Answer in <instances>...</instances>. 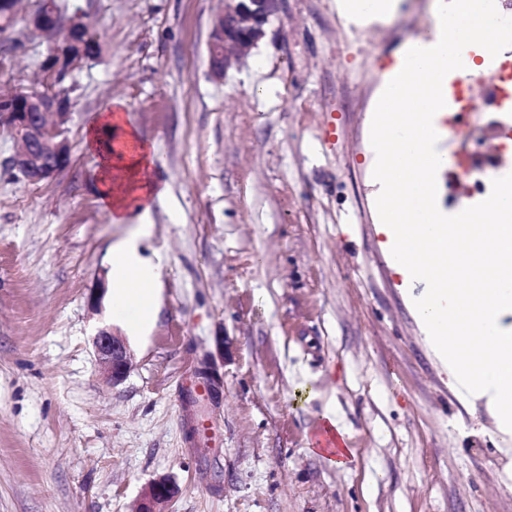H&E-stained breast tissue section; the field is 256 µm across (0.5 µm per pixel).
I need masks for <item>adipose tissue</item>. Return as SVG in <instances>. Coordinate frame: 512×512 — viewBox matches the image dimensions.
I'll return each mask as SVG.
<instances>
[{"label":"adipose tissue","instance_id":"adipose-tissue-1","mask_svg":"<svg viewBox=\"0 0 512 512\" xmlns=\"http://www.w3.org/2000/svg\"><path fill=\"white\" fill-rule=\"evenodd\" d=\"M340 14L355 25L390 19L399 0H336ZM86 143L98 161V201L112 223H129L130 209H138V226L112 247V297L116 306L138 307L136 331H144L154 318L155 288L163 276V263L142 254L150 234L154 202L168 194L167 184L150 180L157 156L128 124L122 101H113L86 131Z\"/></svg>","mask_w":512,"mask_h":512}]
</instances>
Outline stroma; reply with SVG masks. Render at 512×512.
<instances>
[{"label": "stroma", "instance_id": "obj_1", "mask_svg": "<svg viewBox=\"0 0 512 512\" xmlns=\"http://www.w3.org/2000/svg\"><path fill=\"white\" fill-rule=\"evenodd\" d=\"M36 4L0 35V91L46 88ZM223 9L64 0L100 46L66 82L68 166L28 181L0 129V512H135L161 475L179 488L168 512H512V443L428 351L371 198L368 110L428 11L358 29L336 0H282L217 80ZM115 100L169 185L143 243L164 263L158 316L120 328L132 360L117 385L92 346L112 299L95 312L88 297L133 227L99 205L85 143ZM205 364L217 392L187 404ZM328 408L351 434L343 470L309 449Z\"/></svg>", "mask_w": 512, "mask_h": 512}]
</instances>
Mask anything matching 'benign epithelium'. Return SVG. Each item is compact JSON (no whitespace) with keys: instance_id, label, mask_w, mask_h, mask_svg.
Instances as JSON below:
<instances>
[{"instance_id":"obj_1","label":"benign epithelium","mask_w":512,"mask_h":512,"mask_svg":"<svg viewBox=\"0 0 512 512\" xmlns=\"http://www.w3.org/2000/svg\"><path fill=\"white\" fill-rule=\"evenodd\" d=\"M279 3L280 0H224V11L214 18L209 34V66L213 76L224 77L234 63L250 54L266 36ZM30 24L51 40L50 53L41 67L43 80L51 81L60 72L69 75L92 59L87 47L95 38L82 28L81 16H74L61 29L55 6L48 0L44 9L31 16ZM69 108L64 93L0 95V127L17 143L12 165L24 172L29 181L48 180L68 164L70 148L62 138V126ZM93 347L107 379L114 385L121 383L131 360L124 339L112 327H100L94 334ZM178 493L175 483L159 476L145 488L135 512H168L166 506Z\"/></svg>"}]
</instances>
